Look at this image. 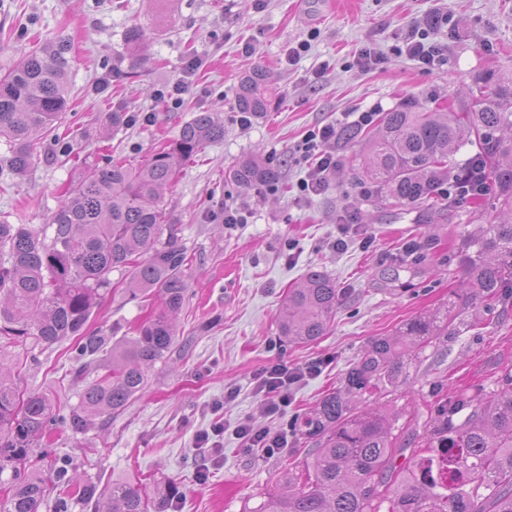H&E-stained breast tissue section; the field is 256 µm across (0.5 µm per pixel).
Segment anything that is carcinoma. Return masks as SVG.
I'll list each match as a JSON object with an SVG mask.
<instances>
[{"instance_id":"carcinoma-1","label":"carcinoma","mask_w":512,"mask_h":512,"mask_svg":"<svg viewBox=\"0 0 512 512\" xmlns=\"http://www.w3.org/2000/svg\"><path fill=\"white\" fill-rule=\"evenodd\" d=\"M143 31L125 34L135 57ZM68 41L32 49L0 75V137L11 144L7 163L24 175L39 158L33 136L58 128L68 109ZM266 73L244 76L236 92L240 111L267 110ZM478 94L460 112L396 108L363 138V176L381 200L442 216L448 210L436 186L454 173L461 128L477 148L469 167L481 163L492 189L495 221L477 224L462 246L458 272L470 306L491 310L512 303V71H489L474 79ZM224 138L217 112L194 113L176 138L133 165L106 155L82 167L64 192L51 222L40 227L0 219V356L28 342L31 348L76 338L72 380L97 376L76 407L64 412L50 396L24 393L0 360V512H42L56 493L53 512H71L74 500L94 512H163L179 488L161 484L149 497L123 481L100 502L96 485H77L76 468L65 460L47 469L33 458L41 439L63 426L75 433L96 417L127 410L147 385L148 368L178 344L173 322L188 283L186 250L173 243L162 191L181 167L208 144ZM238 186L268 187L278 169L260 156L245 158L226 173ZM129 268L132 297L155 299L158 307L131 340L87 332L86 324L112 290V271ZM339 289L325 272L309 269L288 290L279 334L290 344H310L325 335L336 316ZM459 295L440 313L419 316L399 334L372 339L344 373L340 387L314 409L288 421L295 436L315 440L302 485L270 495L256 512H377L381 491H392L388 512H512V368L502 372L490 395L463 394L430 411L424 447L400 443L370 397L407 380L401 354L424 348L453 326ZM468 411L465 419L457 415ZM408 457L413 468L397 467Z\"/></svg>"}]
</instances>
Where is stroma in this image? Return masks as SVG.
<instances>
[{"mask_svg": "<svg viewBox=\"0 0 512 512\" xmlns=\"http://www.w3.org/2000/svg\"><path fill=\"white\" fill-rule=\"evenodd\" d=\"M447 23L434 25L438 16ZM429 26L446 47L444 62L424 68L399 55L412 28ZM139 27L144 58H123L124 33ZM71 43L68 123L73 151L38 160L25 176L5 165L10 147L0 141V217L13 224L49 223L65 188L102 149L137 164L173 140L194 112L224 118V137L186 162L164 205L176 242L189 257L188 296L176 318L189 344L148 370V384L110 423L94 422L83 435L59 428L41 448L50 459L74 460L82 481L98 491L121 480L144 493L176 482L173 512H256L271 493L300 486L312 440L289 437L268 454L245 450L234 433L244 421L282 432L290 417L309 413L376 336L435 312L459 290L457 255L475 222L492 219L488 196L456 203L449 219L426 222L420 210L381 205L372 185L348 160L361 145L345 137L353 113L441 103L461 107L474 77L512 70V0H0V72L43 43ZM381 61L360 66L361 48ZM297 58H290L293 49ZM202 64L193 75L191 58ZM268 75L269 109L242 118L235 93L243 74ZM191 85L180 108L169 110L158 90L182 77ZM110 112L127 124L98 135ZM325 125L337 135L329 148L338 167L318 195L297 184L311 172L297 147ZM260 155L281 171L274 188L245 190L225 178L239 159ZM244 221L228 225L226 208ZM348 225L350 244L331 242ZM312 267L336 280L341 295L329 331L311 345L285 344L278 330L282 299ZM127 269L112 273L113 289L92 315L88 330L134 336L150 313L130 299ZM449 339L409 359L407 382L380 395L392 431L408 438L422 430L437 401L462 393L491 394L512 367V307L468 324L457 306ZM65 339L30 356L24 345L8 359L25 392L45 393L62 408L77 405L82 383L71 380ZM284 360L302 368L320 359L319 375L303 376L286 414L269 415L256 376ZM224 421L221 454L198 447L196 436Z\"/></svg>", "mask_w": 512, "mask_h": 512, "instance_id": "1", "label": "stroma"}]
</instances>
